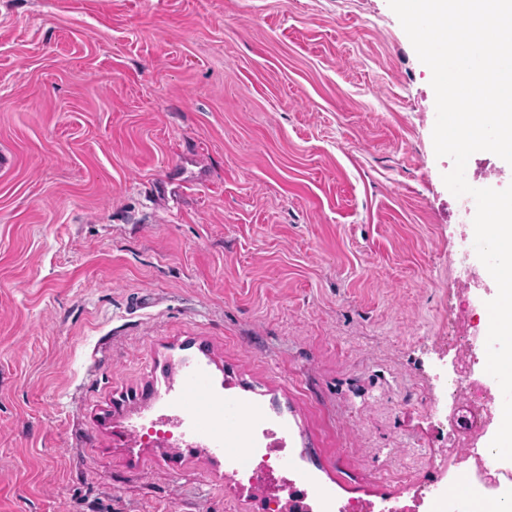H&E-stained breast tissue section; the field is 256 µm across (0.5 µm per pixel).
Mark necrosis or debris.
<instances>
[{
    "label": "necrosis or debris",
    "instance_id": "necrosis-or-debris-1",
    "mask_svg": "<svg viewBox=\"0 0 512 512\" xmlns=\"http://www.w3.org/2000/svg\"><path fill=\"white\" fill-rule=\"evenodd\" d=\"M478 283L477 269H466L448 324L452 354L446 378L448 395L428 402L432 416L448 431V446L432 463L436 477L419 490L413 506L393 507L389 512H411L415 506L424 507L425 512H487L489 502L512 498V462L496 459L489 449L501 416L487 373L476 369L470 354L472 343L482 339L487 330L473 301ZM249 420L248 427L226 435L192 412L179 414L176 427L184 440L195 438L215 448L244 449L245 457L238 460L236 468L256 480L270 470L273 446L285 443L287 435L280 425L260 420L258 415H250ZM460 484L467 488L461 498L454 493Z\"/></svg>",
    "mask_w": 512,
    "mask_h": 512
}]
</instances>
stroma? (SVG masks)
Listing matches in <instances>:
<instances>
[{
  "label": "stroma",
  "mask_w": 512,
  "mask_h": 512,
  "mask_svg": "<svg viewBox=\"0 0 512 512\" xmlns=\"http://www.w3.org/2000/svg\"><path fill=\"white\" fill-rule=\"evenodd\" d=\"M430 80L388 0H0V512H265L138 435L190 364L411 501L474 236Z\"/></svg>",
  "instance_id": "stroma-1"
}]
</instances>
